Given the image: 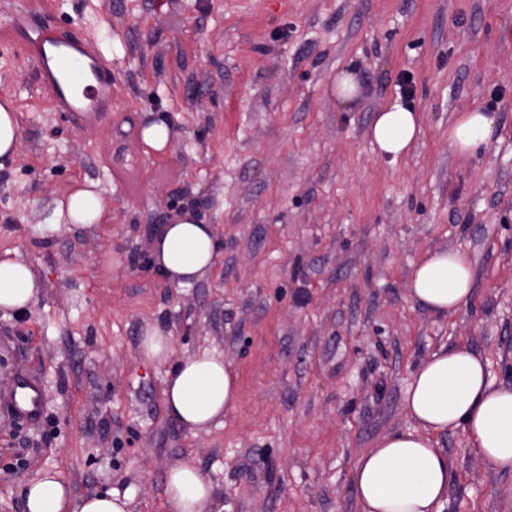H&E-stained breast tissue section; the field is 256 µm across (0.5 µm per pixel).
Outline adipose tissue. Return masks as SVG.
I'll list each match as a JSON object with an SVG mask.
<instances>
[{
    "label": "adipose tissue",
    "instance_id": "adipose-tissue-1",
    "mask_svg": "<svg viewBox=\"0 0 512 512\" xmlns=\"http://www.w3.org/2000/svg\"><path fill=\"white\" fill-rule=\"evenodd\" d=\"M495 118L474 110L459 113L448 127V143L461 155L476 153L491 139ZM421 134L418 113L401 104L377 112L369 129L380 154L399 158ZM58 221L98 224L103 207L97 193L78 189L55 208ZM152 262L170 284L187 287L210 272L218 259L211 225L189 210L159 225ZM475 271L460 250L428 253L415 267L410 296L436 314L466 308ZM43 290L40 276L19 255L0 254V310L29 312ZM239 379L224 355L203 349L166 374L162 400L167 415L189 434L222 425L239 401ZM411 431H393L364 451L352 468L361 512H444L455 470L439 435L460 431L469 448L492 468L512 474V387L497 384L487 360L471 350L440 347L410 375L403 393ZM165 496L168 512H208L214 488L193 459L170 470ZM25 512H130V501L108 491L74 497L57 472L46 470L23 490Z\"/></svg>",
    "mask_w": 512,
    "mask_h": 512
}]
</instances>
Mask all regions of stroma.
Masks as SVG:
<instances>
[{"label": "stroma", "mask_w": 512, "mask_h": 512, "mask_svg": "<svg viewBox=\"0 0 512 512\" xmlns=\"http://www.w3.org/2000/svg\"><path fill=\"white\" fill-rule=\"evenodd\" d=\"M114 63L112 109L76 127L28 62L0 56V101L20 139L0 165V253L43 280L25 317L0 311V397L18 373L45 390L38 423L0 408V512L54 470L75 495L115 491L166 512L171 469L193 458L213 512H360L357 457L413 426L410 373L441 346L487 358L512 385V0H54ZM365 93L340 107L336 73ZM419 112L422 134L390 160L377 112ZM493 112L470 157L448 144L458 113ZM167 117L165 152L140 131ZM104 219H54L84 181ZM192 210L213 225L215 268L192 286L150 263L154 230ZM467 252V308L440 317L409 295L429 252ZM174 338L167 361L140 342ZM203 348L238 374L221 426L187 433L163 407L171 365ZM456 477L445 512H512L462 433L439 436ZM173 336L159 328L144 336L141 341V352L143 357L152 362L165 361L172 348Z\"/></svg>", "instance_id": "35a3bbf8"}]
</instances>
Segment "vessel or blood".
<instances>
[{
    "instance_id": "1",
    "label": "vessel or blood",
    "mask_w": 512,
    "mask_h": 512,
    "mask_svg": "<svg viewBox=\"0 0 512 512\" xmlns=\"http://www.w3.org/2000/svg\"><path fill=\"white\" fill-rule=\"evenodd\" d=\"M49 0H11L0 20V51L23 58L58 112L79 126L112 109V62L93 44L51 22ZM37 375H17L7 401L14 413L37 422L42 413Z\"/></svg>"
}]
</instances>
